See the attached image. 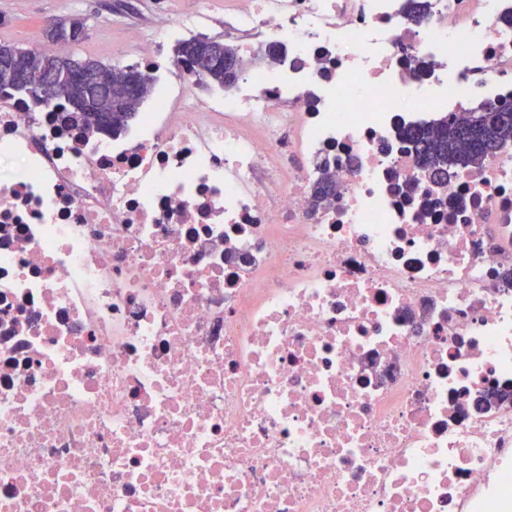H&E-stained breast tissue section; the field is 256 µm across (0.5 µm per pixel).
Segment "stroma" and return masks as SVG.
I'll return each instance as SVG.
<instances>
[{
  "mask_svg": "<svg viewBox=\"0 0 512 512\" xmlns=\"http://www.w3.org/2000/svg\"><path fill=\"white\" fill-rule=\"evenodd\" d=\"M156 0H0V42L28 48L47 42L46 28L52 23L84 20L86 35L78 54L113 64L128 46L126 33L136 28L152 34L162 30L173 17L210 8L216 16L206 34L223 39L224 0H167V12H158Z\"/></svg>",
  "mask_w": 512,
  "mask_h": 512,
  "instance_id": "1",
  "label": "stroma"
}]
</instances>
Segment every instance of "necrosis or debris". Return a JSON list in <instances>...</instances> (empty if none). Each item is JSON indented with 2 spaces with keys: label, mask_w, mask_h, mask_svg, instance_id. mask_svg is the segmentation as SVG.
Instances as JSON below:
<instances>
[{
  "label": "necrosis or debris",
  "mask_w": 512,
  "mask_h": 512,
  "mask_svg": "<svg viewBox=\"0 0 512 512\" xmlns=\"http://www.w3.org/2000/svg\"><path fill=\"white\" fill-rule=\"evenodd\" d=\"M423 2L224 0L203 97L131 30L116 134L0 91V512H512V142L400 136L512 101V0ZM478 106L489 109L484 122L479 125H474L469 115L460 120L446 116L428 126L401 130V137L410 144L416 162L424 172L448 173L452 166H448L445 159L463 151L465 144L470 148L467 164L473 165L493 155L500 145L512 141V104L483 102Z\"/></svg>",
  "instance_id": "1"
}]
</instances>
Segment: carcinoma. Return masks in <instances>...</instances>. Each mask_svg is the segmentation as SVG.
<instances>
[{
  "instance_id": "carcinoma-1",
  "label": "carcinoma",
  "mask_w": 512,
  "mask_h": 512,
  "mask_svg": "<svg viewBox=\"0 0 512 512\" xmlns=\"http://www.w3.org/2000/svg\"><path fill=\"white\" fill-rule=\"evenodd\" d=\"M202 49V39L192 38L178 42L175 53L195 61L201 55ZM221 54L222 63L213 66L205 78L208 82L223 87L236 80L244 60L237 48L230 44L222 45ZM59 97L70 103L75 99L81 100L85 112L112 109V114L115 115L112 126L101 128L107 134L132 121L138 112L136 108L130 113L125 112L115 87L111 89L106 86H87L72 91L65 90ZM483 106L489 112L484 122L479 125L472 123L468 116L460 120L444 117L428 126L401 130V137L410 144L416 162L423 171L429 174L448 172L446 158L464 150V146L470 142L474 146L467 150L468 164L473 165L493 155L500 145L512 141V104L485 102Z\"/></svg>"
}]
</instances>
